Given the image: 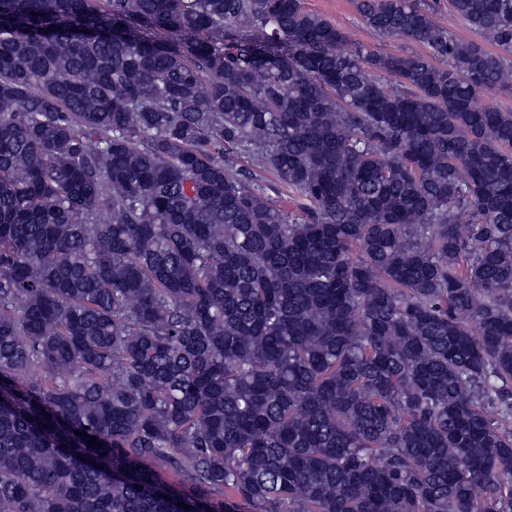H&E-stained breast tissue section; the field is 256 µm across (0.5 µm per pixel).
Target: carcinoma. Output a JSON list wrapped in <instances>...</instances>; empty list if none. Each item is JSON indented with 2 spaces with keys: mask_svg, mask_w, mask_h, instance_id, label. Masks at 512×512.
Here are the masks:
<instances>
[{
  "mask_svg": "<svg viewBox=\"0 0 512 512\" xmlns=\"http://www.w3.org/2000/svg\"><path fill=\"white\" fill-rule=\"evenodd\" d=\"M450 4L494 50L0 0V512H512V0ZM257 171H259L258 173L261 176L260 184L265 186V191L273 201L286 212L292 211L299 214V197L297 194L289 191L288 188L279 186L278 181L274 179L270 172L260 169H257ZM274 182H277L278 186L274 185ZM274 187L279 193L273 189Z\"/></svg>",
  "mask_w": 512,
  "mask_h": 512,
  "instance_id": "carcinoma-1",
  "label": "carcinoma"
}]
</instances>
